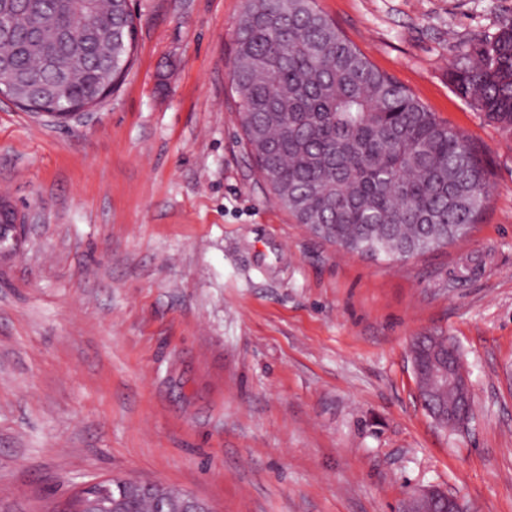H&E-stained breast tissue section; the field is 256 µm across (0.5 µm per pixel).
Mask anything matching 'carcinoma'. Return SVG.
Masks as SVG:
<instances>
[{
  "mask_svg": "<svg viewBox=\"0 0 512 512\" xmlns=\"http://www.w3.org/2000/svg\"><path fill=\"white\" fill-rule=\"evenodd\" d=\"M128 0H0V88L27 112L89 109L132 63ZM231 81L246 144L276 201L338 247L400 258L465 239L490 202L482 149L378 71L317 0H249ZM450 79L512 134V15L459 44ZM442 348L419 336L415 357ZM130 488L123 512H170L184 493Z\"/></svg>",
  "mask_w": 512,
  "mask_h": 512,
  "instance_id": "cac0c4a2",
  "label": "carcinoma"
}]
</instances>
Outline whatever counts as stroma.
Segmentation results:
<instances>
[{"label": "stroma", "instance_id": "stroma-1", "mask_svg": "<svg viewBox=\"0 0 512 512\" xmlns=\"http://www.w3.org/2000/svg\"><path fill=\"white\" fill-rule=\"evenodd\" d=\"M246 0H131L132 67L65 123L0 98V512L112 478L212 512H398L414 489L512 512V136L448 80L512 0H318L380 71L481 145L470 236L410 258L316 237L269 194L230 69ZM460 348L474 417L416 398L414 337ZM12 208L8 203L0 201V255L13 254L19 249L22 224L19 219L14 223L1 224V214L4 220L10 219Z\"/></svg>", "mask_w": 512, "mask_h": 512}]
</instances>
